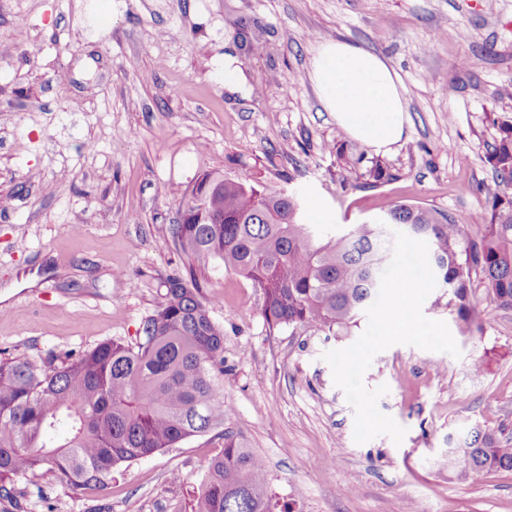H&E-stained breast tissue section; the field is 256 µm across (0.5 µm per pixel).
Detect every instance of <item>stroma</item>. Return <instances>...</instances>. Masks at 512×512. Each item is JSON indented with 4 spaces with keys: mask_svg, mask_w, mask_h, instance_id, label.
Returning a JSON list of instances; mask_svg holds the SVG:
<instances>
[{
    "mask_svg": "<svg viewBox=\"0 0 512 512\" xmlns=\"http://www.w3.org/2000/svg\"><path fill=\"white\" fill-rule=\"evenodd\" d=\"M336 38L402 83L405 135L389 153L352 139L312 86L314 51ZM228 54L235 93L218 72ZM510 83L512 0H0V351L42 364L135 345L184 265L163 241L206 173L297 193L338 230L402 201L480 240ZM196 273L224 332L223 428L102 488L45 469L15 478L0 512H191L226 429L295 512H512L511 474L462 484L439 469L473 428L512 437V311L482 277L460 357L397 344L366 371L368 388H389L379 410L407 430L397 445L353 438L354 409L322 358L353 337L269 328L250 281L213 259Z\"/></svg>",
    "mask_w": 512,
    "mask_h": 512,
    "instance_id": "1",
    "label": "stroma"
}]
</instances>
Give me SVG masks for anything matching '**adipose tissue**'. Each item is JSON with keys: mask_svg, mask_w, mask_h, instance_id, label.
<instances>
[{"mask_svg": "<svg viewBox=\"0 0 512 512\" xmlns=\"http://www.w3.org/2000/svg\"><path fill=\"white\" fill-rule=\"evenodd\" d=\"M310 80L324 110L366 147L387 152L403 138L404 94L384 58L348 41L326 40L312 58Z\"/></svg>", "mask_w": 512, "mask_h": 512, "instance_id": "ef3b65f1", "label": "adipose tissue"}]
</instances>
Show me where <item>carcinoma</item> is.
<instances>
[{
    "label": "carcinoma",
    "instance_id": "1",
    "mask_svg": "<svg viewBox=\"0 0 512 512\" xmlns=\"http://www.w3.org/2000/svg\"><path fill=\"white\" fill-rule=\"evenodd\" d=\"M490 160L512 185V125ZM427 242L445 306L462 336L476 327L471 283L512 311V195L494 196L486 234L469 243L435 208L396 203L340 232L309 223L292 193L206 174L168 243L186 257L169 275L164 300L131 347L115 340L37 366L0 358V482L52 470L81 488L103 487L123 463L151 456L224 425V331L210 317L195 265L215 259L250 280L272 328L349 336L375 301L394 233ZM448 481L474 484L490 471L512 474V439L475 428L456 443ZM264 461L224 430L194 512H273Z\"/></svg>",
    "mask_w": 512,
    "mask_h": 512
}]
</instances>
